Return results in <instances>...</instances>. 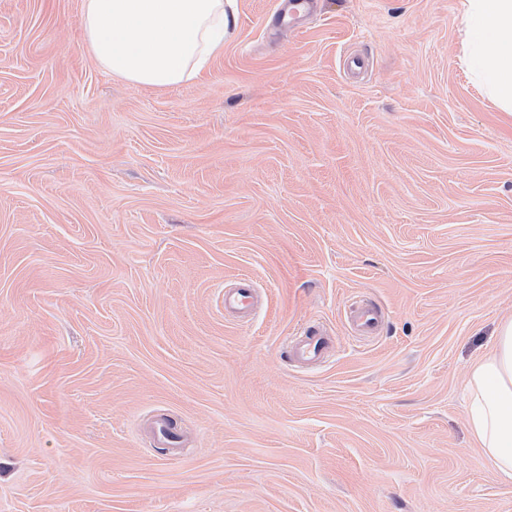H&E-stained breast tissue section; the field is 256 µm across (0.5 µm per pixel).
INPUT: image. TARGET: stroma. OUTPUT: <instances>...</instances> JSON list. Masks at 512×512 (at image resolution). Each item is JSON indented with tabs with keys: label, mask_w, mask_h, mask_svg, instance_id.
<instances>
[{
	"label": "stroma",
	"mask_w": 512,
	"mask_h": 512,
	"mask_svg": "<svg viewBox=\"0 0 512 512\" xmlns=\"http://www.w3.org/2000/svg\"><path fill=\"white\" fill-rule=\"evenodd\" d=\"M81 5L0 0V512H512L466 418L512 319V116L460 0H233L168 89L101 69ZM258 305L253 281L245 274L237 276L233 288L224 289V309L242 318L253 315ZM350 321L360 336H375L383 326L384 315L376 307L358 305L353 308ZM329 333L323 326L309 328L301 336L290 340V355L294 363L303 368H317L328 358ZM152 444L157 448H167L172 455H178L182 447L179 430L166 418L156 419L149 431Z\"/></svg>",
	"instance_id": "35a3bbf8"
}]
</instances>
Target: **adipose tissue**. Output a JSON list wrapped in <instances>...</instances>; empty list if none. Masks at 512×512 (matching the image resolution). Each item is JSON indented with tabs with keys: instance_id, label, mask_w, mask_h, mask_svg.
I'll list each match as a JSON object with an SVG mask.
<instances>
[{
	"instance_id": "ef3b65f1",
	"label": "adipose tissue",
	"mask_w": 512,
	"mask_h": 512,
	"mask_svg": "<svg viewBox=\"0 0 512 512\" xmlns=\"http://www.w3.org/2000/svg\"><path fill=\"white\" fill-rule=\"evenodd\" d=\"M83 45L106 72L168 88L202 75L224 49V0H82ZM464 65L479 90L512 112V0H461ZM467 420L488 467L512 481V320L470 377Z\"/></svg>"
}]
</instances>
